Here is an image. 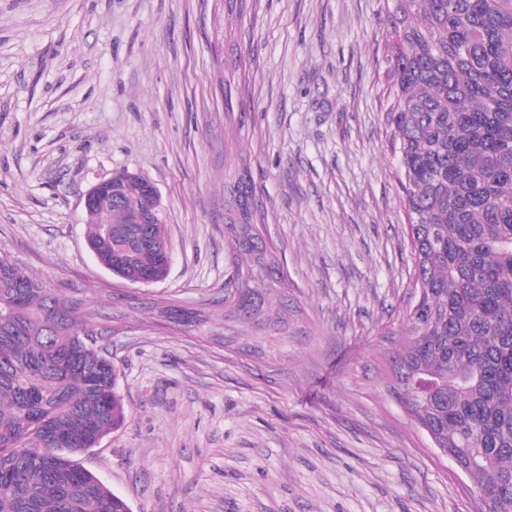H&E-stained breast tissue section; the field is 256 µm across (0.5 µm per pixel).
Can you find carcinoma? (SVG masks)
I'll return each instance as SVG.
<instances>
[{"instance_id":"1","label":"carcinoma","mask_w":512,"mask_h":512,"mask_svg":"<svg viewBox=\"0 0 512 512\" xmlns=\"http://www.w3.org/2000/svg\"><path fill=\"white\" fill-rule=\"evenodd\" d=\"M386 118L408 221L413 288L390 392L455 455L487 512H512V0H391ZM225 233L240 258L224 313L272 321L287 273L254 222L248 172L227 182ZM145 188L87 209L100 263L139 283L172 260L164 225L133 239ZM186 326L199 312L161 307ZM87 302L0 252V512H131L75 459L126 420Z\"/></svg>"}]
</instances>
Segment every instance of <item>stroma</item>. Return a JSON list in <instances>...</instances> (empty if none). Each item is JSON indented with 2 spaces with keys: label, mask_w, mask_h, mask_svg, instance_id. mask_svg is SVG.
<instances>
[{
  "label": "stroma",
  "mask_w": 512,
  "mask_h": 512,
  "mask_svg": "<svg viewBox=\"0 0 512 512\" xmlns=\"http://www.w3.org/2000/svg\"><path fill=\"white\" fill-rule=\"evenodd\" d=\"M386 43L385 0H0V251L90 299L127 419L79 461L132 512H477L386 386L414 296ZM243 167L283 329L224 317ZM121 170L159 191L153 284L88 246L85 193ZM162 303L207 321L181 331Z\"/></svg>",
  "instance_id": "35a3bbf8"
}]
</instances>
